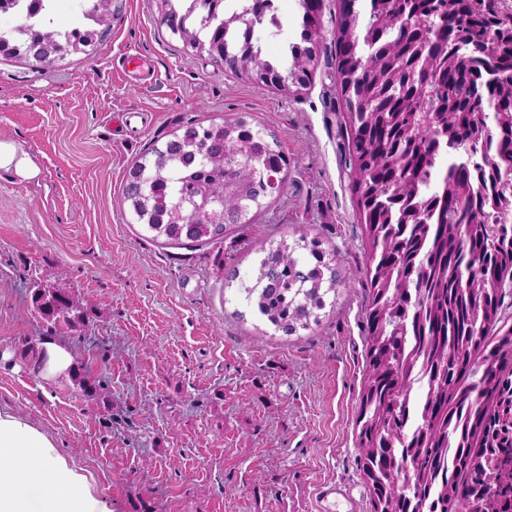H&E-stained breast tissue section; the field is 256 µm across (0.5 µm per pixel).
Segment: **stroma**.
Segmentation results:
<instances>
[{
    "label": "stroma",
    "mask_w": 512,
    "mask_h": 512,
    "mask_svg": "<svg viewBox=\"0 0 512 512\" xmlns=\"http://www.w3.org/2000/svg\"><path fill=\"white\" fill-rule=\"evenodd\" d=\"M337 0H324L325 51L291 96L201 59L162 23L157 0H124L95 54L37 73L0 59V139L34 156L38 180L0 170V404L53 434L94 472L109 512H317L325 482L371 512L355 448L365 367L367 259L340 162ZM248 114L290 159L284 195L249 238L292 240L310 224L342 255L335 310L297 336H267L224 259L247 283L256 254L231 243L165 246L117 201L132 164L187 119ZM65 274L91 312L80 346L107 401L45 379L46 338L29 288Z\"/></svg>",
    "instance_id": "35a3bbf8"
}]
</instances>
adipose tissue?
<instances>
[{
	"label": "adipose tissue",
	"mask_w": 512,
	"mask_h": 512,
	"mask_svg": "<svg viewBox=\"0 0 512 512\" xmlns=\"http://www.w3.org/2000/svg\"><path fill=\"white\" fill-rule=\"evenodd\" d=\"M0 512H108L94 473L33 421L0 405Z\"/></svg>",
	"instance_id": "adipose-tissue-1"
}]
</instances>
